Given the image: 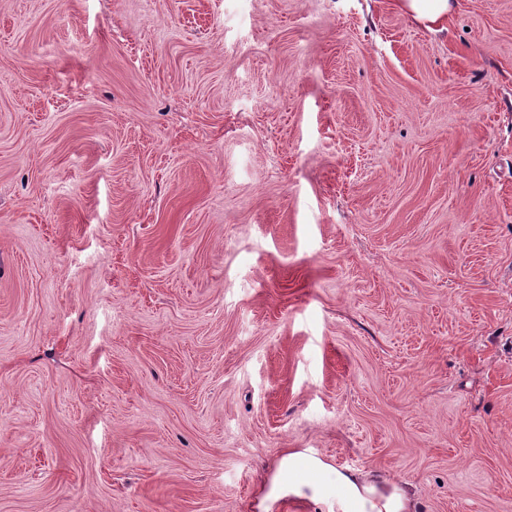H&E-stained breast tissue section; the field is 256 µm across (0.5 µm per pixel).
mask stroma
I'll return each instance as SVG.
<instances>
[{
    "mask_svg": "<svg viewBox=\"0 0 512 512\" xmlns=\"http://www.w3.org/2000/svg\"><path fill=\"white\" fill-rule=\"evenodd\" d=\"M0 0V512H259L280 458L512 512V0ZM399 10L426 23L430 29H440L448 22L453 10L452 0H395Z\"/></svg>",
    "mask_w": 512,
    "mask_h": 512,
    "instance_id": "35a3bbf8",
    "label": "stroma"
}]
</instances>
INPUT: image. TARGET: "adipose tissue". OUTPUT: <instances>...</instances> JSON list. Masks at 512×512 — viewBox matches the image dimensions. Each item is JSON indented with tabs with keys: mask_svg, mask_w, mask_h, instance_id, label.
<instances>
[{
	"mask_svg": "<svg viewBox=\"0 0 512 512\" xmlns=\"http://www.w3.org/2000/svg\"><path fill=\"white\" fill-rule=\"evenodd\" d=\"M269 495L309 501L316 512H420L406 482L374 468L335 467L306 449L282 457Z\"/></svg>",
	"mask_w": 512,
	"mask_h": 512,
	"instance_id": "adipose-tissue-1",
	"label": "adipose tissue"
}]
</instances>
